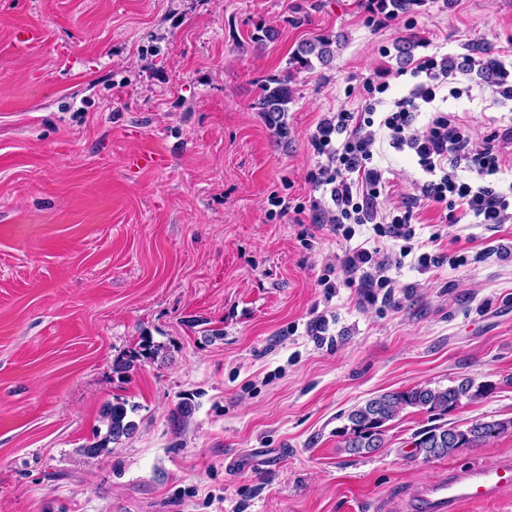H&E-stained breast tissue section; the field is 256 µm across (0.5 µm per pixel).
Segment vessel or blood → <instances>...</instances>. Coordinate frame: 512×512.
<instances>
[{"instance_id":"b4317fda","label":"vessel or blood","mask_w":512,"mask_h":512,"mask_svg":"<svg viewBox=\"0 0 512 512\" xmlns=\"http://www.w3.org/2000/svg\"><path fill=\"white\" fill-rule=\"evenodd\" d=\"M512 489V459L452 473L424 486L419 497L424 512H467L468 505L492 500Z\"/></svg>"}]
</instances>
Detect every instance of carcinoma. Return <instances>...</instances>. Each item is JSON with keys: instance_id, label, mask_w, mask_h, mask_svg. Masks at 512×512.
Here are the masks:
<instances>
[{"instance_id": "1", "label": "carcinoma", "mask_w": 512, "mask_h": 512, "mask_svg": "<svg viewBox=\"0 0 512 512\" xmlns=\"http://www.w3.org/2000/svg\"><path fill=\"white\" fill-rule=\"evenodd\" d=\"M377 11L390 14H406L417 5V0H367ZM338 39L320 36L301 42L291 54L289 65L299 68L312 67L311 58L327 64L334 58L333 44ZM293 90L289 76L269 78L260 85L256 107L269 126L279 137H288V125L284 119L291 103ZM490 387L477 384L472 378H464L458 384L446 388L414 387L377 395L350 412V425L343 433L344 447L353 453H373L385 446V425L408 408H418L428 413L445 415L456 409L461 401L476 400L486 396ZM102 417L107 432L102 440L83 448L87 455L96 456L108 450L109 444H117L130 434L134 423L128 420L127 409L122 403H114L103 409ZM512 431V420L483 422L475 420L466 427H454L448 433V424L431 426L415 434L416 453L429 461L451 456L459 448H474L489 438Z\"/></svg>"}]
</instances>
